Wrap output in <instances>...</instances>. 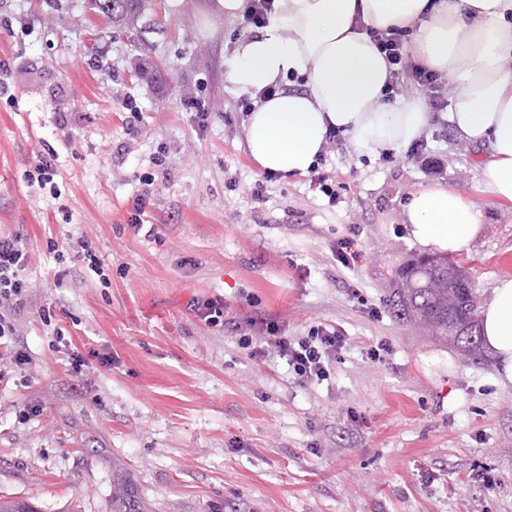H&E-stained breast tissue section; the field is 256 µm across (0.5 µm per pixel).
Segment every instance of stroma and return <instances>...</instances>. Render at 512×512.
<instances>
[{
	"instance_id": "stroma-1",
	"label": "stroma",
	"mask_w": 512,
	"mask_h": 512,
	"mask_svg": "<svg viewBox=\"0 0 512 512\" xmlns=\"http://www.w3.org/2000/svg\"><path fill=\"white\" fill-rule=\"evenodd\" d=\"M1 23L0 231L24 234L33 294L6 341L30 362L0 382V498L37 512H115L120 499L135 512H512V388L494 384L491 357L388 306L396 268L425 252L404 206L427 187L482 214L465 253L480 301L512 277V204L483 193L446 113L423 136L435 172L407 148L328 143L316 170L331 202L309 175L268 181L249 157L225 64L254 27L218 0H140L120 25L91 0H0ZM189 94L209 105L206 129ZM37 152L57 197L27 180ZM148 177L150 235L129 222ZM73 236L100 272L58 262ZM345 236L359 252L348 267L332 253ZM218 295L231 318L213 327L190 306ZM49 304L70 311L73 345L111 366L75 376L40 320ZM248 318L292 336L339 326L349 344L331 380L302 384L240 348ZM381 341L390 353L371 364L364 349Z\"/></svg>"
}]
</instances>
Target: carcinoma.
I'll return each instance as SVG.
<instances>
[{"label": "carcinoma", "instance_id": "carcinoma-1", "mask_svg": "<svg viewBox=\"0 0 512 512\" xmlns=\"http://www.w3.org/2000/svg\"><path fill=\"white\" fill-rule=\"evenodd\" d=\"M92 2L97 13L112 20L128 15L138 4V0ZM462 271L461 261L446 255L412 258L395 271L389 306L400 321L421 324L435 338L476 355L480 352L479 297L470 288L448 287V279Z\"/></svg>", "mask_w": 512, "mask_h": 512}]
</instances>
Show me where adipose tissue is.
<instances>
[{"instance_id": "adipose-tissue-1", "label": "adipose tissue", "mask_w": 512, "mask_h": 512, "mask_svg": "<svg viewBox=\"0 0 512 512\" xmlns=\"http://www.w3.org/2000/svg\"><path fill=\"white\" fill-rule=\"evenodd\" d=\"M413 28L414 54L454 86L448 122L482 159L485 194L512 203V0H272L263 27L242 39L227 69L243 90L280 84L246 121L249 156L268 172L302 175L340 130L352 148L400 150L420 138L432 114L422 96L389 104V68L368 29ZM303 80L286 89L287 78ZM480 211L443 187L412 194V238L448 253L468 249ZM495 383L512 387V278L499 279L480 313Z\"/></svg>"}]
</instances>
